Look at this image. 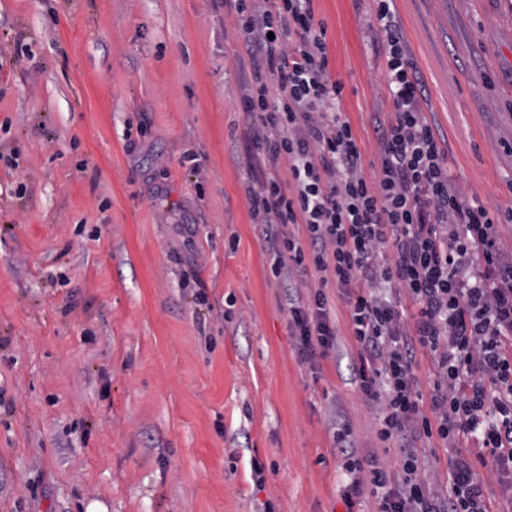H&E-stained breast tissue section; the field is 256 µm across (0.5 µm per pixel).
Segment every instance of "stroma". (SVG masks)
Wrapping results in <instances>:
<instances>
[{"label": "stroma", "instance_id": "stroma-1", "mask_svg": "<svg viewBox=\"0 0 512 512\" xmlns=\"http://www.w3.org/2000/svg\"><path fill=\"white\" fill-rule=\"evenodd\" d=\"M391 8L448 174L511 257L512 0ZM313 9L376 180L377 2ZM249 78L224 0H0V512H378L341 496L339 422L401 477L342 297L333 347L297 355L246 200ZM451 463L422 451L433 494Z\"/></svg>", "mask_w": 512, "mask_h": 512}]
</instances>
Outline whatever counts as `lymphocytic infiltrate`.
Here are the masks:
<instances>
[{
	"label": "lymphocytic infiltrate",
	"instance_id": "lymphocytic-infiltrate-1",
	"mask_svg": "<svg viewBox=\"0 0 512 512\" xmlns=\"http://www.w3.org/2000/svg\"><path fill=\"white\" fill-rule=\"evenodd\" d=\"M243 38L251 80L244 111L264 113L252 132L255 182L247 186L270 270L287 288L288 325L302 361L329 348L335 330L328 284L345 297L358 347V381L382 400L378 434L396 442L403 477L363 470L346 431L335 432L349 482L381 497L379 512H491L475 477L494 462L512 491V259L501 254L495 220L466 201L448 174L441 140L424 115V85L403 48L390 0H377L392 115L378 123L379 178L361 172V151L340 109L344 85L329 69L326 30L311 0H224ZM288 163L281 180L280 161ZM313 276L308 297L296 279ZM416 308L404 324V302ZM434 356L431 406L413 372L417 350ZM455 452L474 441L477 459L457 455L446 497L419 475V443Z\"/></svg>",
	"mask_w": 512,
	"mask_h": 512
}]
</instances>
